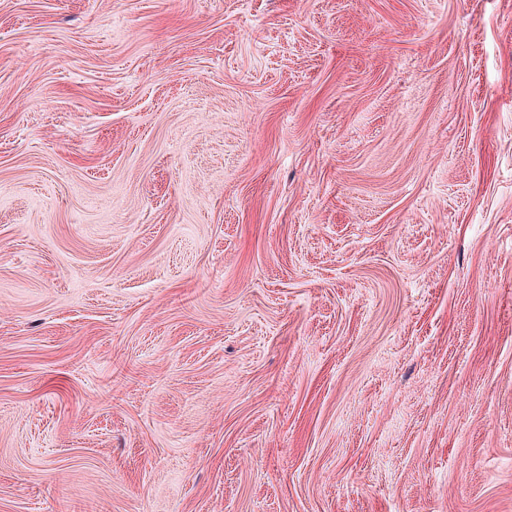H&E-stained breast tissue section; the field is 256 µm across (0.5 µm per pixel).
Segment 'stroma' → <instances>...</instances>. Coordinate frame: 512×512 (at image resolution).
I'll return each mask as SVG.
<instances>
[{"label": "stroma", "instance_id": "1", "mask_svg": "<svg viewBox=\"0 0 512 512\" xmlns=\"http://www.w3.org/2000/svg\"><path fill=\"white\" fill-rule=\"evenodd\" d=\"M0 512H512V0H0Z\"/></svg>", "mask_w": 512, "mask_h": 512}]
</instances>
